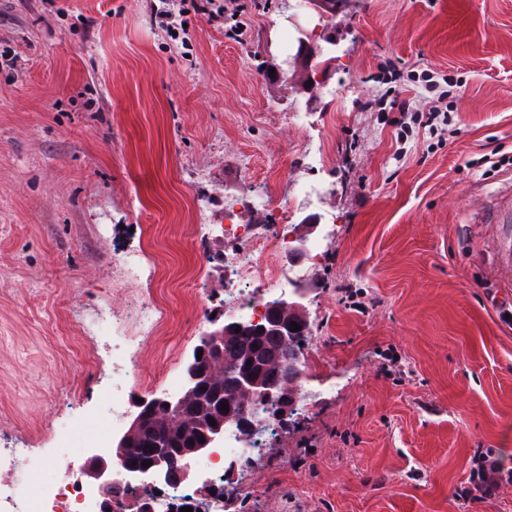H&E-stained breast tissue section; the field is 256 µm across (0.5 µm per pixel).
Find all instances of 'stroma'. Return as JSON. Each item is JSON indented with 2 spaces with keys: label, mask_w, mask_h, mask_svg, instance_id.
Here are the masks:
<instances>
[{
  "label": "stroma",
  "mask_w": 512,
  "mask_h": 512,
  "mask_svg": "<svg viewBox=\"0 0 512 512\" xmlns=\"http://www.w3.org/2000/svg\"><path fill=\"white\" fill-rule=\"evenodd\" d=\"M240 38L180 0H0V448L56 475L70 430L106 431L112 359L85 326L156 295L166 314L148 375L176 382L199 343L184 301L201 267L199 221L222 197L263 193L270 221L308 233L299 185L321 183L329 234L299 309L311 325L314 395L277 420L247 465L239 512H455L474 449L512 464V288L493 247L512 190V0H340L308 11L337 41L278 81L258 66L294 54L293 0H252ZM464 74L446 142L397 145L380 64ZM318 83L315 101L300 93ZM249 156V169L239 161ZM505 158L492 178L467 168ZM143 249L149 277L118 284L114 254ZM179 347L178 359L167 351ZM96 415L94 425L83 414Z\"/></svg>",
  "instance_id": "1"
}]
</instances>
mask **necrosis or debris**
<instances>
[{
    "label": "necrosis or debris",
    "mask_w": 512,
    "mask_h": 512,
    "mask_svg": "<svg viewBox=\"0 0 512 512\" xmlns=\"http://www.w3.org/2000/svg\"><path fill=\"white\" fill-rule=\"evenodd\" d=\"M276 198L274 183H267L264 194L225 201L224 224H201L200 238L221 239L224 249L210 252L204 268L224 279V316L227 321H265L280 309L290 292L291 282L303 277L304 265L292 263L295 254V228L290 224L266 226L265 215ZM161 308L153 298L144 299L133 321L112 320V387L105 396L111 402L113 423L122 422L135 410L137 391L168 397L162 381L144 374L140 361L146 341L161 325ZM271 413L263 406L250 407L235 424L224 427L223 438L207 455L193 461L192 469L205 472L198 484L170 478L147 487L143 495L151 512H223L225 496L234 494L247 462L259 453L268 431L264 419ZM39 459L25 448L0 451V512H129L132 501L123 490L128 484L121 463L112 466L111 489L89 484L80 476L81 466L60 457L53 466L57 479L43 482L35 495L19 501L16 485Z\"/></svg>",
    "instance_id": "1"
}]
</instances>
